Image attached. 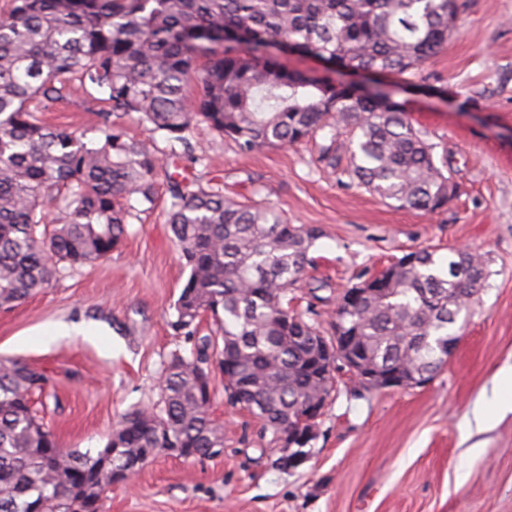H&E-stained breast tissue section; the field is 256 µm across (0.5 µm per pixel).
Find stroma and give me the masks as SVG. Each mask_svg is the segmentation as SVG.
Returning <instances> with one entry per match:
<instances>
[{"label": "stroma", "mask_w": 512, "mask_h": 512, "mask_svg": "<svg viewBox=\"0 0 512 512\" xmlns=\"http://www.w3.org/2000/svg\"><path fill=\"white\" fill-rule=\"evenodd\" d=\"M447 48L414 86L390 78L414 127L434 146L457 186L433 213L399 207L341 183L317 163L318 140L244 153L207 125L191 139L187 176L217 184L238 203L275 205L289 223L321 228L314 266L292 290L299 312L314 308L331 335L336 299L403 255L468 248L490 276L446 365L409 388L365 389L335 372L308 460L288 470L260 437L252 415L227 404L224 375L211 368L212 414L224 452L202 461L161 455L131 484L104 496V512H512V410L484 422L493 397H512V0H459ZM444 86L446 97L429 93ZM100 102L77 93L45 113L93 138ZM167 189L128 226L105 259L51 288L0 308V360L22 358L52 377L34 407L62 448L104 447L121 416L158 400L170 352L190 351L171 327L188 277L166 224ZM95 334L50 341L57 323Z\"/></svg>", "instance_id": "stroma-1"}]
</instances>
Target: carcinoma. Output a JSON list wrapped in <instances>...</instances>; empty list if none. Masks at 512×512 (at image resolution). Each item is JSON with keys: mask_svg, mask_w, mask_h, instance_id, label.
<instances>
[{"mask_svg": "<svg viewBox=\"0 0 512 512\" xmlns=\"http://www.w3.org/2000/svg\"><path fill=\"white\" fill-rule=\"evenodd\" d=\"M459 9L458 0H13L0 20V308L103 259L154 205L163 178L169 230L189 269L171 326L193 349L170 353L158 403L126 412L104 452L60 448L33 406L49 376L22 358L0 360V512L35 502L69 512L72 500L98 512L125 456L222 454L215 394L198 372L213 346L196 336L205 313L221 332L224 397L262 423L271 451L289 414L331 395L301 340L319 327L288 303L322 231L288 223L270 204L228 201L171 167L190 155L201 123L245 153L321 133L317 162L337 178L403 207L442 209L448 177L404 105L342 71L417 75L447 47ZM281 49L319 58L336 76L292 70ZM193 81L201 92L190 109ZM80 91L108 104L94 141L36 116ZM124 117L165 140L168 158L129 138ZM411 255L391 264L382 292L347 312L336 306L335 319L358 336L365 364L427 381L456 336L448 311L469 310L486 261L473 251Z\"/></svg>", "mask_w": 512, "mask_h": 512, "instance_id": "1", "label": "carcinoma"}]
</instances>
